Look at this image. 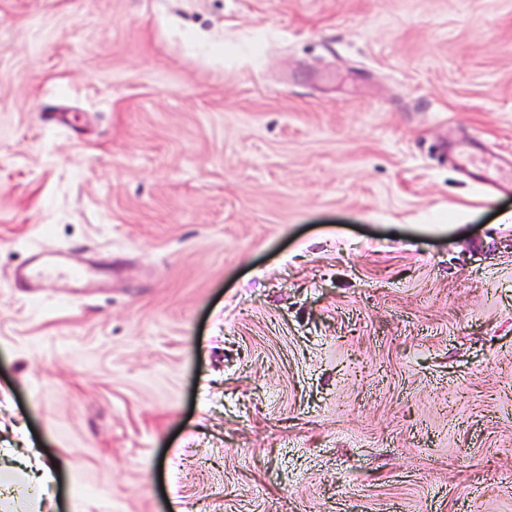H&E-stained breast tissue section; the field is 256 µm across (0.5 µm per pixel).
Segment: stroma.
I'll return each instance as SVG.
<instances>
[{
  "instance_id": "stroma-1",
  "label": "stroma",
  "mask_w": 512,
  "mask_h": 512,
  "mask_svg": "<svg viewBox=\"0 0 512 512\" xmlns=\"http://www.w3.org/2000/svg\"><path fill=\"white\" fill-rule=\"evenodd\" d=\"M512 0H0V512H512ZM61 246L103 288L31 294ZM459 164L477 169L481 173L480 180L485 184L495 185L508 176L512 182V168L508 172L495 157L482 153L478 143H472L459 153ZM0 450L2 456L7 455L11 461L16 463L7 466L17 469L25 475L29 484L27 492L32 495L31 498L41 499L42 496L50 492L55 481L54 465L44 462L39 453L34 450H30V454L21 459L13 456L12 448H0Z\"/></svg>"
}]
</instances>
